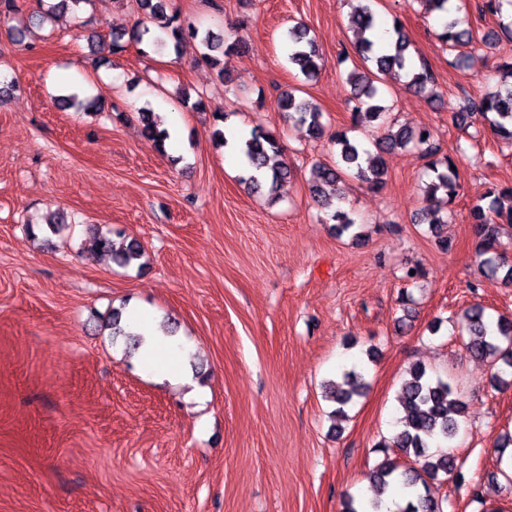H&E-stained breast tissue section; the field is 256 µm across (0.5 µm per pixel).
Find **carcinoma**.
Here are the masks:
<instances>
[{
  "label": "carcinoma",
  "instance_id": "cac0c4a2",
  "mask_svg": "<svg viewBox=\"0 0 512 512\" xmlns=\"http://www.w3.org/2000/svg\"><path fill=\"white\" fill-rule=\"evenodd\" d=\"M40 10L30 19L41 24L51 19L58 10L75 9L87 0H58L53 4L40 0ZM373 0H364L352 16L356 35L355 49L360 64L347 74L351 87L352 121L356 126L371 128L375 154L351 140L346 132L338 131L333 136L343 167L318 164L312 169L309 193L315 203L331 210L330 220L335 222L337 235L349 232L355 221L338 202L342 192L338 184L342 175L363 183L376 190L385 184L387 162L385 156L399 152L417 151L427 160V168L433 178L425 183L423 192L426 206L416 213L414 222L430 224L431 232L439 238V244L448 248V239L442 237L441 225L448 223L444 214L455 201L460 188L459 170L449 156H439L432 131L426 127L414 130L406 127L385 126V107L379 104L381 78L391 75L405 80V85L415 92H422L435 86L436 80L428 62L413 60L411 42L402 23L393 21L390 32V48L380 51L376 48L373 33L380 22L372 8ZM428 15H442L438 37L450 50L468 47L475 51L500 36L512 40V19L504 20V0H482L480 10L496 18L498 30L487 33L463 26L462 19L452 15L448 0H419ZM136 8L142 10L153 24L171 41L174 51H179L183 41L200 39L204 52L199 63L218 71L225 82L231 81L226 68L227 60L245 48V38L240 35L220 38L210 31L201 32L186 23L176 11L170 10L169 0H134ZM150 33L149 28H136L131 33L111 34L104 42L96 35L88 37L89 43L98 51L111 54L125 51L126 41L143 43ZM288 61L296 66L306 81L318 78L327 61L320 53L315 37L303 25H296L286 34ZM496 85L475 99L468 98L451 110L450 120L459 127H471V119L480 117L502 140L512 144V55L497 65ZM298 89L282 92L278 99L279 111L288 117V122L307 127L309 136L320 139L326 126L322 110L296 95ZM142 135L164 150L169 139L167 129L160 127L150 112L140 113ZM243 154L247 161L248 175L240 182L250 193L265 192L273 195L278 185L289 180L292 170L284 158V149L277 135L261 126L255 127L244 143ZM473 220L475 251L483 277L500 280L512 285V264L501 249L500 230L503 224H512V187L494 185L488 188L473 204L470 211ZM90 251L110 253L120 266H131L144 255L142 246L132 240L125 247L116 250L112 234L96 231L90 238ZM467 339L464 347L474 359L487 363L492 370L496 384L505 382L502 366L512 369V320L499 319L491 322L486 309L475 305L464 314ZM366 383L363 375L352 370L343 374V382L332 386L328 399L335 403L333 415L345 419L346 408L354 398L364 394ZM400 430L391 438V447L398 448L406 457H414L415 465L407 466L388 457L378 463L368 475L374 496L369 508L352 495H347L342 512H380L381 495L399 487L407 491L405 504L397 512H442V501L436 490L442 480L460 476L452 442L457 436L459 425L465 417L467 404L458 395L453 384L439 377H432L427 367L415 364L407 370L398 399Z\"/></svg>",
  "mask_w": 512,
  "mask_h": 512
}]
</instances>
